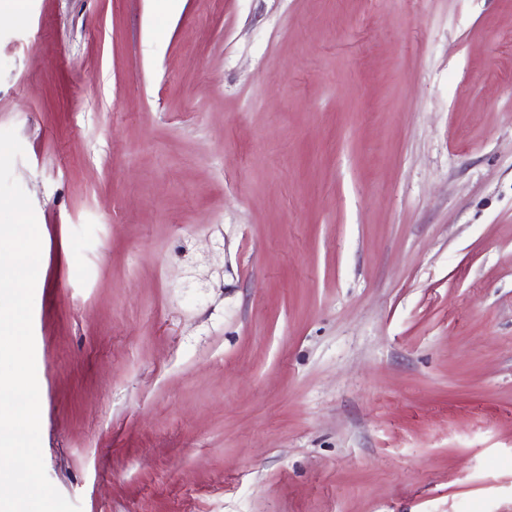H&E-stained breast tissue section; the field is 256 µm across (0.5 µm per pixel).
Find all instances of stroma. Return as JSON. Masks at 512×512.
I'll return each instance as SVG.
<instances>
[{"label": "stroma", "mask_w": 512, "mask_h": 512, "mask_svg": "<svg viewBox=\"0 0 512 512\" xmlns=\"http://www.w3.org/2000/svg\"><path fill=\"white\" fill-rule=\"evenodd\" d=\"M9 128L82 512H512V0H20Z\"/></svg>", "instance_id": "35a3bbf8"}]
</instances>
